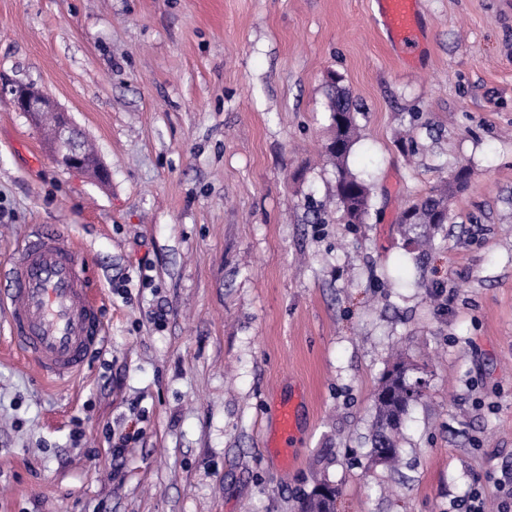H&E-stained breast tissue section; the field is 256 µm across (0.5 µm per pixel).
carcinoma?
<instances>
[{
	"mask_svg": "<svg viewBox=\"0 0 512 512\" xmlns=\"http://www.w3.org/2000/svg\"><path fill=\"white\" fill-rule=\"evenodd\" d=\"M351 100L346 90L333 80L329 84V118L333 135L340 141L338 148L328 147L330 158L336 162V197L342 208L347 223L363 224L369 215L371 192L367 181L353 174L347 167V159L357 140V124L354 113L351 112ZM347 110L348 125L345 132H339L338 118L342 110ZM468 183L467 169L461 168L455 175L452 192H462V186ZM437 189L424 199L416 200L407 206L410 211L409 222L399 220L404 226L408 241L417 243L430 238L431 234L441 225L448 222V192ZM393 395L388 400L374 398L375 415L372 424L373 450L380 448H397V434L402 424L397 421L400 413L406 411L405 400L401 394L407 391L404 385L387 384Z\"/></svg>",
	"mask_w": 512,
	"mask_h": 512,
	"instance_id": "carcinoma-1",
	"label": "carcinoma"
}]
</instances>
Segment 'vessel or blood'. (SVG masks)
<instances>
[{
    "instance_id": "1",
    "label": "vessel or blood",
    "mask_w": 512,
    "mask_h": 512,
    "mask_svg": "<svg viewBox=\"0 0 512 512\" xmlns=\"http://www.w3.org/2000/svg\"><path fill=\"white\" fill-rule=\"evenodd\" d=\"M378 4L392 38L405 49H414L419 39L416 0ZM0 301L7 304L11 343L53 381L65 383L79 376L91 354L107 341L102 310L88 287L80 250L57 228H37L25 240ZM277 418V448L292 453L298 437L294 406L281 405Z\"/></svg>"
}]
</instances>
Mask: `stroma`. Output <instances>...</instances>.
<instances>
[{"mask_svg":"<svg viewBox=\"0 0 512 512\" xmlns=\"http://www.w3.org/2000/svg\"><path fill=\"white\" fill-rule=\"evenodd\" d=\"M0 0V274L37 224L76 238L108 342L73 384L0 349V512H489L512 475V0ZM360 128L365 223L335 197L330 75ZM32 85L107 180L54 164ZM470 170L430 248L401 210ZM153 267L142 285L138 266ZM426 381L395 466L374 395ZM294 403V459L269 442ZM84 435L73 442L70 433ZM138 431L122 458L109 436ZM383 22L395 41L412 51L418 44L419 29L415 0H378Z\"/></svg>","mask_w":512,"mask_h":512,"instance_id":"35a3bbf8","label":"stroma"}]
</instances>
